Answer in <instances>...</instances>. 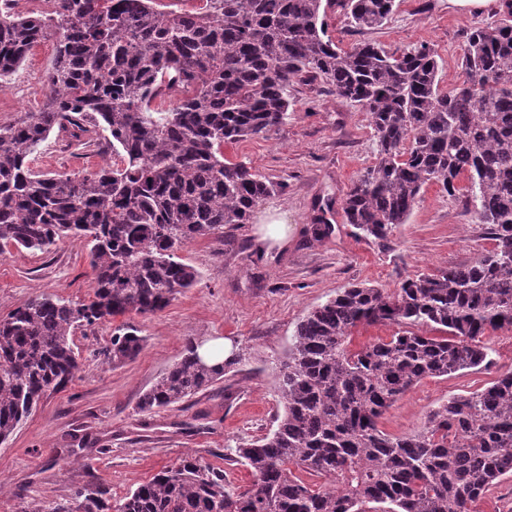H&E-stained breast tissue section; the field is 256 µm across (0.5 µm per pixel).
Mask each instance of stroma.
<instances>
[{
  "label": "stroma",
  "instance_id": "35a3bbf8",
  "mask_svg": "<svg viewBox=\"0 0 512 512\" xmlns=\"http://www.w3.org/2000/svg\"><path fill=\"white\" fill-rule=\"evenodd\" d=\"M500 9L480 12L448 0H399L388 21L357 29L339 8L327 11L333 41L349 48L362 40L406 51L421 44L440 56L441 89L460 84L467 33L494 24ZM54 45L33 47L0 93V124L36 111L46 91ZM291 116L265 134L225 145L224 156L248 163L280 183L268 204L287 212L294 231L283 246L259 249L255 222L229 224L223 236L185 247L180 256L200 277L162 311L128 313L75 330L79 368L47 392L11 439L0 444V512H52L82 487L125 496L159 471L192 454L225 467L231 485H248L242 465L225 466L231 440L267 434L282 413L277 376L296 327L311 309L352 284L398 288L420 273L462 267L490 250L484 225L476 223L459 198L440 185L425 187L407 223L386 239L366 237L348 224L343 198L353 181L372 165L375 143L365 113L322 82L294 83ZM106 144L83 148L69 133L52 131L33 165L50 176L96 170L112 163ZM331 212H323L324 204ZM331 231L316 235L319 217ZM73 302L93 295V271L84 241L65 239L50 252H0V317L36 296ZM130 324L144 338L132 360L113 364L108 349L117 328ZM221 338L242 357L221 384L188 401L142 411L143 394L179 360L188 341ZM492 362L448 377L428 378L411 388L383 416L395 435L423 429L427 413L453 394L483 388L512 368V329L487 333Z\"/></svg>",
  "mask_w": 512,
  "mask_h": 512
}]
</instances>
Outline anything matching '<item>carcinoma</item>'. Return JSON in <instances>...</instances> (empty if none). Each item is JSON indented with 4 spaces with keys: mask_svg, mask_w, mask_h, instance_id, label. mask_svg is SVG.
<instances>
[{
    "mask_svg": "<svg viewBox=\"0 0 512 512\" xmlns=\"http://www.w3.org/2000/svg\"><path fill=\"white\" fill-rule=\"evenodd\" d=\"M9 2L0 7V83L38 43L52 39L55 54L39 111L0 124V247L48 252L83 239L94 286L87 302L44 295L0 319V443L73 376L78 327L167 307L199 277L177 251L247 223L281 189L224 159V144L285 124L295 79L323 81L369 120L375 160L346 192L348 223L384 238L425 186L453 196L464 176L469 212L493 241L467 266L408 278L391 293L352 284L303 317L279 369L275 429L224 455L250 469L249 486L187 455L111 505L107 490L80 488L53 512H471L512 476V369L448 397L416 433L380 425L420 381L490 362L482 338L512 328V3L497 24L469 32L467 79L445 92L426 44L345 50L328 35V8L370 29L396 0H209L205 14L159 11L154 0H56L40 16ZM176 91L182 98L164 107ZM55 128L102 136L117 161L81 177L35 171L33 155ZM375 324L398 331L352 349L355 330ZM142 343L137 330H119L112 363ZM198 348L187 343L141 410L186 401L241 362L207 369Z\"/></svg>",
    "mask_w": 512,
    "mask_h": 512,
    "instance_id": "carcinoma-1",
    "label": "carcinoma"
}]
</instances>
